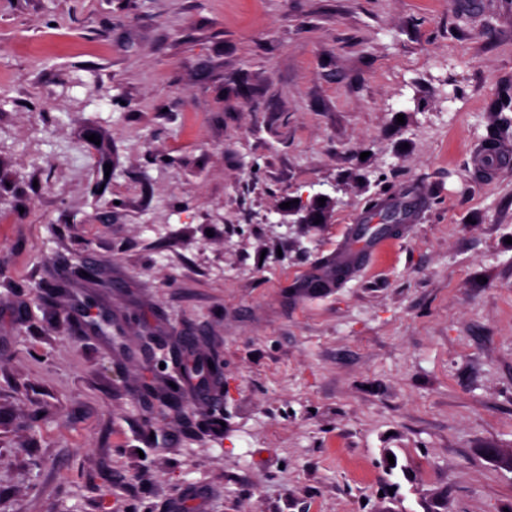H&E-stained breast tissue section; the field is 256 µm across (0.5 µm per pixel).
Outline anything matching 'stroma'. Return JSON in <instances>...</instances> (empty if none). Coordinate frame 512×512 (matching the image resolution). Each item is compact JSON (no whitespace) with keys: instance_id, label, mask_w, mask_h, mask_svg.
<instances>
[{"instance_id":"obj_1","label":"stroma","mask_w":512,"mask_h":512,"mask_svg":"<svg viewBox=\"0 0 512 512\" xmlns=\"http://www.w3.org/2000/svg\"><path fill=\"white\" fill-rule=\"evenodd\" d=\"M505 99L512 0H0V512H512ZM353 233L349 234L343 243L336 247V254L331 258L336 262H326L315 268L310 278L300 288H311L315 282H323L324 289L336 288L349 271L348 267L336 269L339 266L354 267L362 258V262L379 259L388 248L385 236L375 235L376 224H356ZM209 362H212V365H209ZM220 370V362L215 357H206L201 352L195 353L192 361L180 363V375L183 380L216 376Z\"/></svg>"}]
</instances>
